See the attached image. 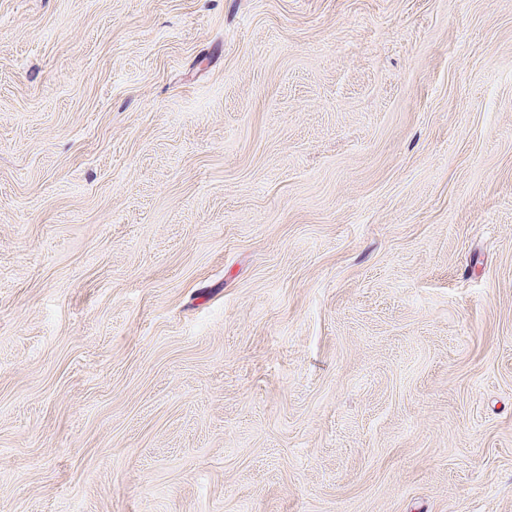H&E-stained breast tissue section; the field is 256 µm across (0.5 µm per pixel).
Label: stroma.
I'll list each match as a JSON object with an SVG mask.
<instances>
[{"label": "stroma", "mask_w": 512, "mask_h": 512, "mask_svg": "<svg viewBox=\"0 0 512 512\" xmlns=\"http://www.w3.org/2000/svg\"><path fill=\"white\" fill-rule=\"evenodd\" d=\"M0 512H512V0H0Z\"/></svg>", "instance_id": "1"}]
</instances>
